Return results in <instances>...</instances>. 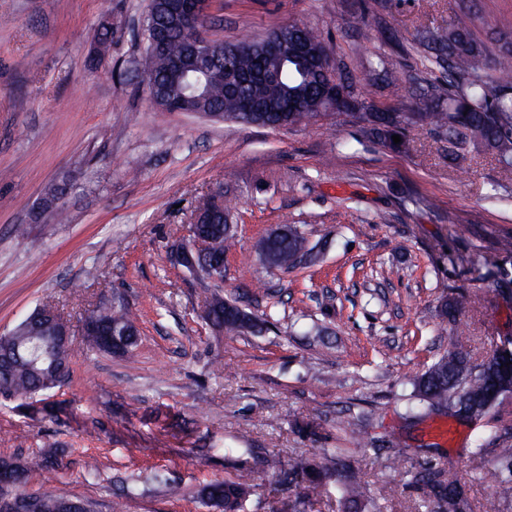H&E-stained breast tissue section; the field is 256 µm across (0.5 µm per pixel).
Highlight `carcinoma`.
<instances>
[{
  "instance_id": "carcinoma-1",
  "label": "carcinoma",
  "mask_w": 512,
  "mask_h": 512,
  "mask_svg": "<svg viewBox=\"0 0 512 512\" xmlns=\"http://www.w3.org/2000/svg\"><path fill=\"white\" fill-rule=\"evenodd\" d=\"M474 17L462 8L451 25L442 30L424 28L417 32V44L432 50L427 61L444 71L442 90L430 83L419 97L402 104L399 112H376L363 133L384 141L406 127H427L448 143V155L459 158L471 149L483 147L494 152L498 161L512 167V34H498L497 53L488 61L485 48L473 32ZM148 83L164 90L162 100L153 104L165 112L184 111L183 98H194L199 112H221L224 119L245 123L244 109L256 107L253 120L276 130L288 125H308L355 107L352 86L339 83L344 92V108L336 107L332 90L312 74L306 59L294 53L293 38H288L285 51L288 62L282 66L254 51L258 40L248 34L227 46L232 53L231 64L237 72H255L258 77L231 86V72L217 68L205 76L201 73L186 78L171 68L172 61L185 56L186 36L172 20L164 28L145 22ZM210 235L215 249L226 252L234 244V234L227 224L224 208L217 207ZM259 254L269 267L289 270L314 264L318 255L308 247L304 233L291 225L281 226L260 241ZM209 315L217 326L231 334H255L263 331L265 322L244 310L234 298H226L216 288L209 300ZM88 348L128 359L137 347L138 318L122 303H99L84 310L80 316ZM46 339L39 338L34 324L23 320L12 330L0 334V398L26 403L45 395L71 380L73 354L55 363L45 356ZM503 374H512V339H505L489 357L488 362L475 364L471 353L454 347L437 357L412 382V397L426 412L440 411L459 417L463 401L477 405L467 422L484 427L492 411L509 396L500 386ZM493 454L495 467L512 469V443L487 449L479 443L470 451L471 460L479 465ZM0 465L14 474L15 495L29 499L31 512H60L63 496L51 491H30L26 488L28 472L33 469L54 471L58 454L48 451L22 460L0 452ZM262 470H277L279 486H298L303 497H323L325 487L336 484L338 512H378L370 485L362 481L351 462L328 450L323 461L315 462L303 455L286 461L264 457L256 461ZM414 478L426 489L428 502L437 512H475L470 487L442 469L419 472ZM155 488H172L166 469L153 467L146 477ZM252 487L237 481L210 482L200 490L202 507L209 512H243Z\"/></svg>"
}]
</instances>
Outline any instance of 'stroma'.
Returning <instances> with one entry per match:
<instances>
[{
  "instance_id": "1",
  "label": "stroma",
  "mask_w": 512,
  "mask_h": 512,
  "mask_svg": "<svg viewBox=\"0 0 512 512\" xmlns=\"http://www.w3.org/2000/svg\"><path fill=\"white\" fill-rule=\"evenodd\" d=\"M464 5L480 39L512 30V0H214L211 39L306 23L354 86L357 115L271 130L152 104L148 0H0V333L36 306L74 321L99 299L129 305L140 327L133 359L77 348L55 410L0 404V452L55 450L62 462L30 471L28 489L112 512L123 485L160 466L176 490L128 499L126 512H202L197 490L225 478L252 485L246 512H292L301 489L278 490L255 457L337 448L381 512H425L412 475L426 467L471 482L478 512H502L492 489L512 473L477 475L468 462L490 429L410 411L412 380L450 345L486 357L512 337V250L501 247L512 168L489 151L450 162L425 127L393 148L361 131L363 113L394 111L416 90L417 28L447 26ZM104 23L112 41L100 51ZM380 58L386 86L370 76ZM52 185L66 190L67 223L44 210ZM209 199L236 234L224 294L266 319L263 332L214 331L203 318L212 280L167 259ZM282 224L300 228L319 263L262 264L257 244ZM462 292L469 306L441 319Z\"/></svg>"
}]
</instances>
